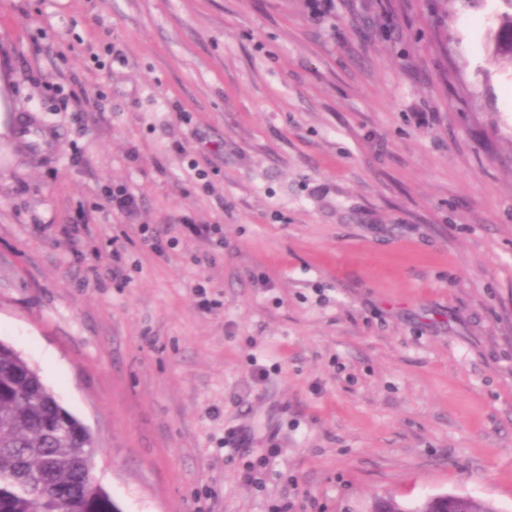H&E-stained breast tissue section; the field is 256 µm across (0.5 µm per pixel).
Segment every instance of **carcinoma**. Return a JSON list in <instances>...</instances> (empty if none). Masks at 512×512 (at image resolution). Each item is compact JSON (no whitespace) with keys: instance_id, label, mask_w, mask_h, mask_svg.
Instances as JSON below:
<instances>
[{"instance_id":"carcinoma-1","label":"carcinoma","mask_w":512,"mask_h":512,"mask_svg":"<svg viewBox=\"0 0 512 512\" xmlns=\"http://www.w3.org/2000/svg\"><path fill=\"white\" fill-rule=\"evenodd\" d=\"M490 39L488 58L512 62V0ZM95 453L93 435L58 401L38 370L0 341V512H64L83 507L84 462ZM385 512H436L423 499L408 507L385 499ZM451 512H496L468 496L451 498Z\"/></svg>"}]
</instances>
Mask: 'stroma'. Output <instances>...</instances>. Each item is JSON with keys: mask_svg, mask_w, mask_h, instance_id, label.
I'll use <instances>...</instances> for the list:
<instances>
[{"mask_svg": "<svg viewBox=\"0 0 512 512\" xmlns=\"http://www.w3.org/2000/svg\"><path fill=\"white\" fill-rule=\"evenodd\" d=\"M501 9L0 0V340L120 512H512ZM178 234L208 240L214 247L224 249L223 227L219 224H178Z\"/></svg>", "mask_w": 512, "mask_h": 512, "instance_id": "35a3bbf8", "label": "stroma"}]
</instances>
